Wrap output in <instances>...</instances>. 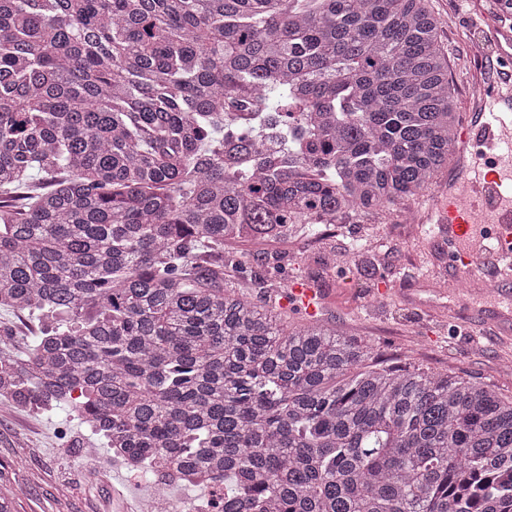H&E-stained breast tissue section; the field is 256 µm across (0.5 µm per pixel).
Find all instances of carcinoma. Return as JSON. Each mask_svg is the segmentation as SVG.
Masks as SVG:
<instances>
[{
    "label": "carcinoma",
    "mask_w": 512,
    "mask_h": 512,
    "mask_svg": "<svg viewBox=\"0 0 512 512\" xmlns=\"http://www.w3.org/2000/svg\"><path fill=\"white\" fill-rule=\"evenodd\" d=\"M458 124L428 0H0V309L43 324L0 398L217 512H512V399L224 281L424 196Z\"/></svg>",
    "instance_id": "carcinoma-1"
}]
</instances>
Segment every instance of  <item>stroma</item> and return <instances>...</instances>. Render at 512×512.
<instances>
[{
  "label": "stroma",
  "mask_w": 512,
  "mask_h": 512,
  "mask_svg": "<svg viewBox=\"0 0 512 512\" xmlns=\"http://www.w3.org/2000/svg\"><path fill=\"white\" fill-rule=\"evenodd\" d=\"M482 4L429 0L461 122L454 159L428 194L394 214L337 225L321 238L249 247L247 258L254 263L279 256L283 270L265 280L263 295L282 301L293 283H308L324 298L322 317L368 341L380 359L448 370L510 398L512 337L492 324L477 325L473 313L512 307V296L474 294L483 274L452 268L448 232L431 217L436 201L459 190L468 174L484 87L502 82L498 50L486 45L482 54L471 51L484 39ZM356 239L362 252L351 249ZM450 279L456 288L442 292ZM0 488L14 491V512H148L154 491L150 476L127 472L71 412L1 400Z\"/></svg>",
  "instance_id": "obj_1"
}]
</instances>
